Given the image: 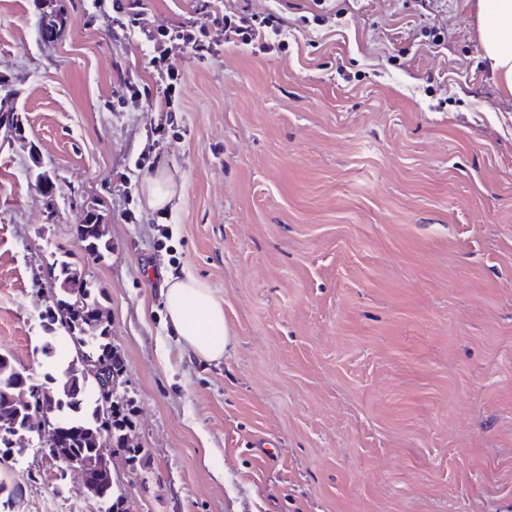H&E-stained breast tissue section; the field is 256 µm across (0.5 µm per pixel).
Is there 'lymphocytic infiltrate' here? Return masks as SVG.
<instances>
[{"instance_id": "f902f5d3", "label": "lymphocytic infiltrate", "mask_w": 512, "mask_h": 512, "mask_svg": "<svg viewBox=\"0 0 512 512\" xmlns=\"http://www.w3.org/2000/svg\"><path fill=\"white\" fill-rule=\"evenodd\" d=\"M201 8L210 19L209 26L194 23L173 27L160 26L147 18L140 0H122L113 17V30L118 35H136L151 49L150 80L127 78L112 102L113 110L152 103L161 96V111L178 109L183 75L175 62L176 54L185 52L199 64L206 63L221 47L260 44L268 50L284 46L288 32L278 12L227 15L214 8L211 0H203Z\"/></svg>"}]
</instances>
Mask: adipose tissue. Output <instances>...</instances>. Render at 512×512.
<instances>
[{
    "label": "adipose tissue",
    "instance_id": "1",
    "mask_svg": "<svg viewBox=\"0 0 512 512\" xmlns=\"http://www.w3.org/2000/svg\"><path fill=\"white\" fill-rule=\"evenodd\" d=\"M475 16L488 78L512 97V0H476ZM162 294L169 328L187 351L221 359L234 337L209 284L190 274L169 275Z\"/></svg>",
    "mask_w": 512,
    "mask_h": 512
}]
</instances>
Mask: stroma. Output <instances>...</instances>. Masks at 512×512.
Wrapping results in <instances>:
<instances>
[{
  "mask_svg": "<svg viewBox=\"0 0 512 512\" xmlns=\"http://www.w3.org/2000/svg\"><path fill=\"white\" fill-rule=\"evenodd\" d=\"M0 0V353L32 383L59 249L87 211L118 392L143 460L113 452L125 512H512V101L472 0H288L282 50L177 58L181 109L115 112L149 48L84 0ZM201 0H144L205 23ZM164 172L170 205L145 185ZM224 303V359L165 325L164 275ZM268 439L272 448L255 447ZM19 503L99 512L36 450L0 453ZM92 216L97 215H89L85 219V224H79L77 226L76 237L83 244L84 255L89 257L93 256V259L95 260L99 259L101 256H107L112 251V244H110V246H107L105 241H103L97 236L96 226L98 235L100 237L104 236L102 232L103 224L97 225L96 220H94Z\"/></svg>",
  "mask_w": 512,
  "mask_h": 512,
  "instance_id": "stroma-1",
  "label": "stroma"
}]
</instances>
